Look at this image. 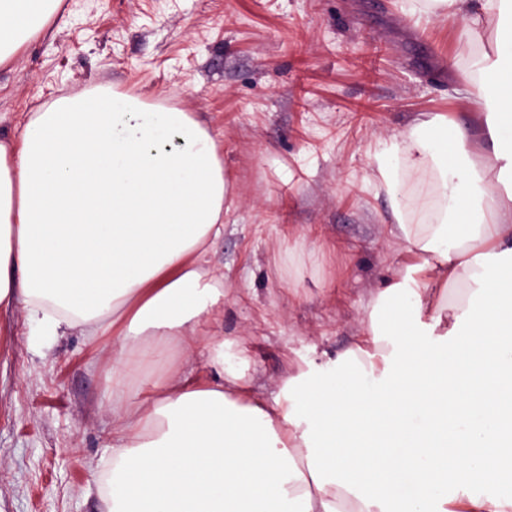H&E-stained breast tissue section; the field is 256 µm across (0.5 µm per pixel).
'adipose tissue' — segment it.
Listing matches in <instances>:
<instances>
[{"mask_svg": "<svg viewBox=\"0 0 512 512\" xmlns=\"http://www.w3.org/2000/svg\"><path fill=\"white\" fill-rule=\"evenodd\" d=\"M59 4L0 0V64ZM400 7L459 17L467 44L496 18L458 91L495 110L419 114L376 153L399 260L353 345L288 371L270 403L249 347L208 320L231 184L207 126L82 92L0 140V312L119 344L104 512H512V0ZM402 166L433 171L428 198L402 204Z\"/></svg>", "mask_w": 512, "mask_h": 512, "instance_id": "adipose-tissue-1", "label": "adipose tissue"}]
</instances>
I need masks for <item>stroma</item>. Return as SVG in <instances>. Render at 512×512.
<instances>
[{
	"mask_svg": "<svg viewBox=\"0 0 512 512\" xmlns=\"http://www.w3.org/2000/svg\"><path fill=\"white\" fill-rule=\"evenodd\" d=\"M459 18L415 29L398 0H62L42 36L0 64V140L29 113L97 87L193 113L224 158L233 205L210 255L266 400L304 361L354 341L397 262L376 151L415 116L463 111L459 73L490 49ZM108 339L43 345L0 315V512H102L112 472Z\"/></svg>",
	"mask_w": 512,
	"mask_h": 512,
	"instance_id": "1",
	"label": "stroma"
}]
</instances>
